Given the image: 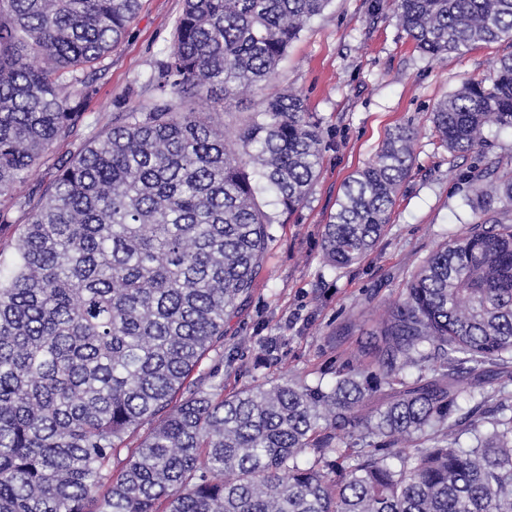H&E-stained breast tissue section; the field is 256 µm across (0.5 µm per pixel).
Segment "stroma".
I'll return each instance as SVG.
<instances>
[{
  "label": "stroma",
  "instance_id": "35a3bbf8",
  "mask_svg": "<svg viewBox=\"0 0 512 512\" xmlns=\"http://www.w3.org/2000/svg\"><path fill=\"white\" fill-rule=\"evenodd\" d=\"M374 0H332L288 48L264 93L300 95L323 135L320 176L292 215L281 214L250 295L224 322V346L202 370L220 366L225 392L248 384L334 381L374 343L377 322L420 264L440 244L483 221L512 224V204L467 202L480 187L512 180V129L489 126L469 153L442 147L431 112L468 79H488L512 45L484 44L433 58L417 51L391 12ZM184 0H141L123 41L84 71L94 92L71 136L56 143L17 188L0 223V267L9 268L28 219L25 197L40 193L60 165L119 113L158 103L156 81L172 50ZM409 130L413 162L390 222L373 250L348 267L323 256L325 224L345 179L371 162L388 134Z\"/></svg>",
  "mask_w": 512,
  "mask_h": 512
}]
</instances>
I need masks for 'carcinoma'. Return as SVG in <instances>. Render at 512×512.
I'll return each instance as SVG.
<instances>
[{
  "label": "carcinoma",
  "mask_w": 512,
  "mask_h": 512,
  "mask_svg": "<svg viewBox=\"0 0 512 512\" xmlns=\"http://www.w3.org/2000/svg\"><path fill=\"white\" fill-rule=\"evenodd\" d=\"M329 2L185 0L170 97L116 117L28 201L0 269V512H512V224L438 246L385 309L369 364L332 383L226 394L214 371L192 378L262 270L268 207L295 211L317 181L321 130L290 93L232 140L190 105L264 90ZM139 4L0 0V203L77 126L92 93L78 70L121 43ZM390 4L432 57L512 41V0ZM432 123L452 153L512 128V53ZM411 143L395 130L349 176L328 262L374 248Z\"/></svg>",
  "instance_id": "carcinoma-1"
}]
</instances>
